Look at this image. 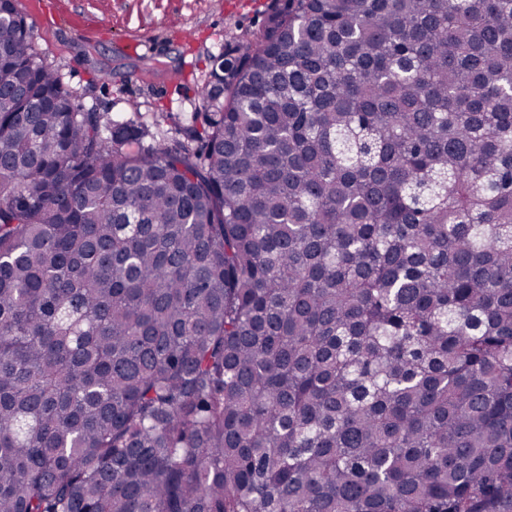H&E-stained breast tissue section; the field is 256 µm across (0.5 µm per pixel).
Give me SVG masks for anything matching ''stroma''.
I'll return each mask as SVG.
<instances>
[{
	"label": "stroma",
	"mask_w": 512,
	"mask_h": 512,
	"mask_svg": "<svg viewBox=\"0 0 512 512\" xmlns=\"http://www.w3.org/2000/svg\"><path fill=\"white\" fill-rule=\"evenodd\" d=\"M272 0H15L31 48L59 69L86 111L149 124H193L214 57L264 25Z\"/></svg>",
	"instance_id": "35a3bbf8"
}]
</instances>
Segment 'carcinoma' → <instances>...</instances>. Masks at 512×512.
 <instances>
[{"mask_svg": "<svg viewBox=\"0 0 512 512\" xmlns=\"http://www.w3.org/2000/svg\"><path fill=\"white\" fill-rule=\"evenodd\" d=\"M275 2L151 149L0 4V512H512V0Z\"/></svg>", "mask_w": 512, "mask_h": 512, "instance_id": "carcinoma-1", "label": "carcinoma"}]
</instances>
